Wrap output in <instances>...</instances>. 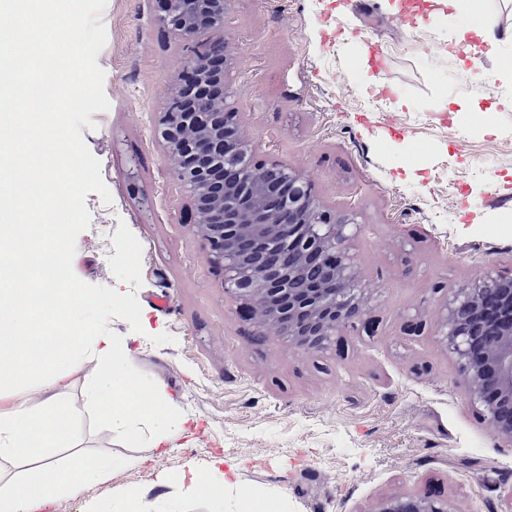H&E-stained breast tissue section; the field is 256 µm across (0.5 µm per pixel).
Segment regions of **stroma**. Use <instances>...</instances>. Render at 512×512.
Here are the masks:
<instances>
[{"mask_svg":"<svg viewBox=\"0 0 512 512\" xmlns=\"http://www.w3.org/2000/svg\"><path fill=\"white\" fill-rule=\"evenodd\" d=\"M428 11L424 0L397 12L383 0L228 2L224 85L256 161L292 168L352 220L365 315L328 349L294 351L277 329L257 336L225 294L170 173L157 121L187 43L158 23L157 0H107L97 63L109 107L81 133L112 201L86 196L73 279L99 297L84 320L133 337L138 371L196 423L118 483L156 486L185 460L221 455L251 486L282 490L290 512H373L396 496L512 512V445L440 333L456 291L512 278V83L483 77L512 73V42L493 56L453 49L454 19L431 24ZM126 247L134 262L119 258ZM116 280L131 312L109 307ZM142 309L161 339L136 341Z\"/></svg>","mask_w":512,"mask_h":512,"instance_id":"stroma-1","label":"stroma"}]
</instances>
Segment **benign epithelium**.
Listing matches in <instances>:
<instances>
[{
  "label": "benign epithelium",
  "instance_id": "obj_1",
  "mask_svg": "<svg viewBox=\"0 0 512 512\" xmlns=\"http://www.w3.org/2000/svg\"><path fill=\"white\" fill-rule=\"evenodd\" d=\"M159 18L192 54L158 120L170 170L192 197L197 227L224 292L257 317V335L275 325L297 348L323 350L343 327L362 319L345 243L348 220L320 209L310 182L283 165L254 178L251 146L233 120L224 84L206 85L224 63L226 0H165ZM441 332L457 357L473 401L495 434L512 444V280L487 277L454 296ZM376 512H448L443 503L391 498Z\"/></svg>",
  "mask_w": 512,
  "mask_h": 512
}]
</instances>
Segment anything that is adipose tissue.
I'll use <instances>...</instances> for the list:
<instances>
[{"label":"adipose tissue","instance_id":"ef3b65f1","mask_svg":"<svg viewBox=\"0 0 512 512\" xmlns=\"http://www.w3.org/2000/svg\"><path fill=\"white\" fill-rule=\"evenodd\" d=\"M437 2L453 9L458 39L476 34L487 55L512 39V30L496 32L489 22L485 0ZM7 217L0 203V512H46L58 496H81L136 462L123 453L73 450L74 376L85 375L83 398L98 419L147 459L167 454L190 419L160 383L136 370L128 337L101 322L79 323L95 294L72 283L66 225L11 224ZM61 449L69 450L67 460L58 459ZM179 486V494L154 496L118 485L111 509L81 496L80 512H184L187 500L206 503L208 512H288L286 494L253 488L219 455L185 460Z\"/></svg>","mask_w":512,"mask_h":512}]
</instances>
